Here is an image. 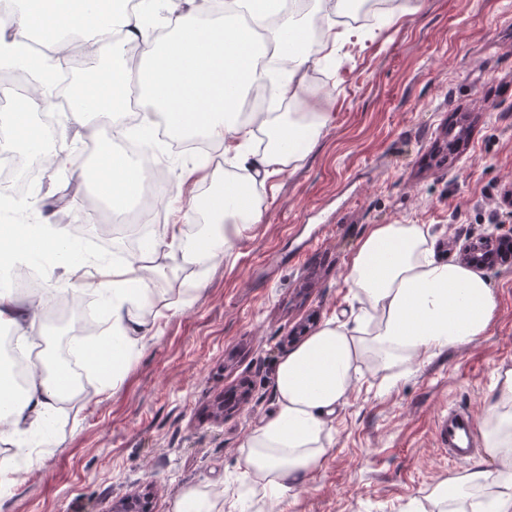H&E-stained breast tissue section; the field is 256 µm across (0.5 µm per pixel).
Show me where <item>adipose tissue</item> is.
<instances>
[{"instance_id": "obj_1", "label": "adipose tissue", "mask_w": 512, "mask_h": 512, "mask_svg": "<svg viewBox=\"0 0 512 512\" xmlns=\"http://www.w3.org/2000/svg\"><path fill=\"white\" fill-rule=\"evenodd\" d=\"M125 0H19L18 9L0 14V62L19 59L33 35L55 51H65L61 37L78 34L92 48L110 45L112 60L89 77L72 82V120L96 143L97 192L109 203H128L143 190L150 175L114 149L103 130L127 109L131 87L150 100L152 112L125 127L141 140L155 133L153 113H160L173 131L198 129L224 147L225 161L245 171L244 187L226 183L209 203L210 222L198 237L184 235L181 224L202 205L196 196L175 194L167 202L174 221L162 225L138 254L110 264L83 254L73 245L67 224H0V275L11 267L31 266L52 253L57 279L39 296L21 301L17 290L0 285V329L8 330L18 348L37 343L39 313L61 293L97 296L106 332L96 344L74 341L76 352L101 371L119 372L128 352L148 334L136 309L149 299L154 262L162 254H178L205 265L232 256L233 244L263 211L246 191L256 178L288 172L319 140L325 115L305 111L306 74L317 62L335 54L342 39L336 21H329L320 41H302L304 19L282 13L268 24L261 0H232L222 20L202 23L197 12L176 13L175 0H164L173 27L159 39L144 25L141 8ZM265 36L278 56L282 93L295 101V112H259L243 121L239 110L246 85L265 57L258 36ZM139 42V64H129L125 45ZM45 95H11L9 147L24 154L55 160L30 123L44 107ZM263 134L268 144L255 153L251 143ZM346 286L358 304L352 321L331 318L292 350L274 378L276 410L246 440L243 477L253 483L257 512H277L290 491L300 488L320 466L332 446L326 417L347 399L365 361L379 369L412 365L418 358L468 344L488 329L495 302L488 281L467 266L433 258L427 234L419 224L372 225L348 265ZM66 369L56 355L44 353L32 363L25 387H17L0 370V444L14 445L27 434H45L46 426L68 396ZM493 405L480 427L485 463L467 467L428 489L434 512H461L467 500L487 494L484 512H512V367L496 371ZM242 498L202 486L179 491L174 512H241Z\"/></svg>"}]
</instances>
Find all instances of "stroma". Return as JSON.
Returning <instances> with one entry per match:
<instances>
[{
    "instance_id": "35a3bbf8",
    "label": "stroma",
    "mask_w": 512,
    "mask_h": 512,
    "mask_svg": "<svg viewBox=\"0 0 512 512\" xmlns=\"http://www.w3.org/2000/svg\"><path fill=\"white\" fill-rule=\"evenodd\" d=\"M388 14L382 27L345 20L337 65L309 69L311 95H333L330 120L297 166L255 186L264 218L233 260L203 274L159 257L139 309L158 336L118 378L84 366V397L58 411L51 443L27 439L0 512H110L145 488L153 512H173L182 487H239L241 447L276 409L278 364L327 319L350 316L348 264L370 225H424L445 262L459 261L456 240L512 228V0H401ZM69 115L57 111L66 150L27 194L36 220L58 223L45 204L68 195L82 250L136 254L155 225L97 245L113 214L82 178L89 140ZM151 150L168 190L211 195L215 179L177 182L200 153L161 138ZM482 274L496 301L486 333L419 360L392 386L362 365L331 417L329 454L280 512H426V489L462 470L438 447L437 422L459 407L482 420L496 368L512 366V259ZM239 386L247 401L214 424L213 404Z\"/></svg>"
}]
</instances>
